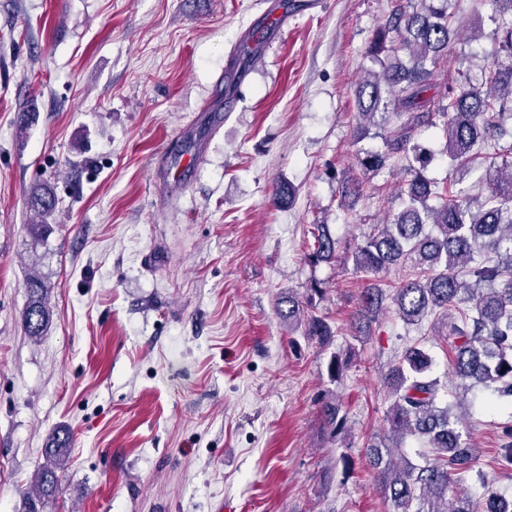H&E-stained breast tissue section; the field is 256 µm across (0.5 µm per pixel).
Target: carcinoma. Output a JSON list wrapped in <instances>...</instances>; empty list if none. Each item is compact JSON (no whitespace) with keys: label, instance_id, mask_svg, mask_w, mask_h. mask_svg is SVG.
Here are the masks:
<instances>
[{"label":"carcinoma","instance_id":"carcinoma-1","mask_svg":"<svg viewBox=\"0 0 512 512\" xmlns=\"http://www.w3.org/2000/svg\"><path fill=\"white\" fill-rule=\"evenodd\" d=\"M452 2L394 0L367 48L379 71L368 73L357 86L354 142L363 141L373 125L383 130V149L359 148L357 165L373 179L392 157L405 159L398 210L385 223L371 225L352 245L333 236L325 222L313 224L304 253L311 267L350 260L366 276L408 269V277L388 284L396 315L407 325L430 319L434 334L450 341L456 390H444L440 379L429 375L432 359L416 345L395 356L386 377L391 398L384 416L387 443L368 448L392 512H501V495L487 490L476 498L470 491L473 478L481 477L476 470L479 450L462 438L451 399L478 389L490 410L512 400V141L503 142L509 135L506 124L512 121V0H495L497 58L483 65L481 81L475 83L460 71L457 86L448 87L434 102L428 93L440 87V65L452 62L451 35L460 33ZM389 114L397 119L391 128ZM421 127H439L445 137L450 173L441 188L425 175L434 156L415 137ZM489 158L497 165L473 184L483 195L474 210L469 192L459 184ZM57 204L49 189L29 197L28 207L38 217L34 233L50 229L48 220ZM25 288L22 325L37 339L52 320L49 288L38 275L28 277ZM328 289L327 282L315 279L304 299L290 295L277 302L288 326L304 327L305 335L324 345L337 335L328 317L317 314ZM381 294L379 287L366 289L362 311L377 313ZM348 364V358L334 353L327 366L330 379H341ZM322 413L333 432L343 430L346 416L339 405L327 402ZM498 429L497 464L512 467V418ZM410 439L424 447L414 462L403 452ZM68 447V436L52 438L46 461L38 467L28 512H44L56 499L58 469Z\"/></svg>","mask_w":512,"mask_h":512}]
</instances>
